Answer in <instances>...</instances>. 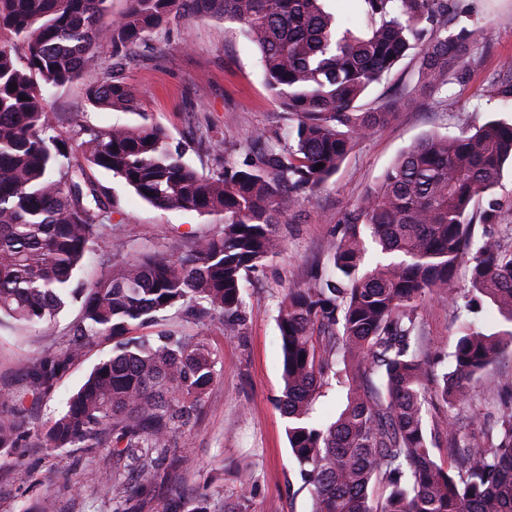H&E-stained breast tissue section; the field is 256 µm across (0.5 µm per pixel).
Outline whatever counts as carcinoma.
<instances>
[{
	"label": "carcinoma",
	"mask_w": 512,
	"mask_h": 512,
	"mask_svg": "<svg viewBox=\"0 0 512 512\" xmlns=\"http://www.w3.org/2000/svg\"><path fill=\"white\" fill-rule=\"evenodd\" d=\"M109 2L0 0V31L25 47L20 59L14 43L0 41V314L46 327L68 300L82 299L68 344L23 371L38 394L51 393L90 344L170 309L213 326L242 321L241 281L280 253L275 224L286 206L326 183L355 141L392 114L393 100L360 110L368 88L415 48L420 80L444 86L462 77L477 34L460 22L448 28V0H357L364 21L355 26L338 22L323 0H130L102 25ZM172 14L241 24L260 51L265 85L297 124L283 145L254 134L256 154L209 177L171 150L158 124L80 126L86 160L143 200L224 215L222 232L187 252L135 261L88 283L80 274L91 247L124 244L107 237L98 190L51 134L45 95L97 67L105 43L112 73L87 85L86 98L101 109L133 106L125 61ZM485 96L512 103V77L492 82ZM508 161L512 123L422 137L344 217L318 283L279 304L281 408L313 512H512V401L462 442L445 419L452 459L444 467L428 438L424 387L430 377L445 405L464 402L463 381L512 351V246L485 231L501 220L495 193ZM464 260L465 308L487 302L501 329L462 320L450 370L438 372L429 363L441 359L424 354L417 308L428 294L457 301L455 271ZM216 364L204 338L174 330L129 338L94 365L41 433L40 447L110 448L128 462L135 484L149 487L176 453L174 433L201 409ZM342 373L345 408L329 424L314 422L322 387ZM24 436L23 417L1 403L0 451ZM208 503L196 492L164 501L159 512H210Z\"/></svg>",
	"instance_id": "cac0c4a2"
}]
</instances>
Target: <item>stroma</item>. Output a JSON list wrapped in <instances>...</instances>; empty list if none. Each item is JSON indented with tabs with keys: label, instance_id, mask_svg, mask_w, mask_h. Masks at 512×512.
<instances>
[{
	"label": "stroma",
	"instance_id": "stroma-1",
	"mask_svg": "<svg viewBox=\"0 0 512 512\" xmlns=\"http://www.w3.org/2000/svg\"><path fill=\"white\" fill-rule=\"evenodd\" d=\"M449 2L451 14L467 17L478 29L462 79L441 89L425 86L418 77L420 53L414 50L390 79L368 89L362 108L396 100L390 120L359 138L336 174L284 213L276 227L281 253L243 280L242 325L217 328L172 310L158 323L134 328L137 336L174 329L206 337L218 359L202 408L176 435L180 462L169 482L143 490L130 502L116 503L101 487L102 476L116 469L105 451L53 452L38 445L40 432L69 395L112 351L109 342L95 343L52 393L36 395L28 389L20 366L67 344L81 314L80 303L67 302L46 329L0 318V397L21 411L27 430L18 447L0 452V512H19L47 497L55 498L62 512H158L163 499L196 490L211 494L212 508L220 512L247 475L253 481L248 512H310L311 489L298 475L286 436L288 421L279 404L283 380L278 303L292 290L313 286L316 276L328 269L344 215L414 142L431 133L456 135L489 120H512L511 109L484 95L491 82L512 73V0ZM259 58L257 46L239 24L176 16L151 32L125 66L124 78L135 97L131 109H99L86 98V85L112 70V52L106 46L99 49L96 71L47 94L54 135L68 144L73 162L84 164L88 182L109 205L113 236L124 243L119 252L93 251L88 275L107 274L133 258L186 252L196 238L219 234L224 218L159 209L120 178L85 165L79 125L159 124L200 174L212 175L245 159L253 133L281 135L295 123L265 86ZM442 97L448 107L438 106ZM417 316L425 351L448 355L457 339L459 309L430 294L420 302ZM468 387L470 395L463 404L448 407L435 400L428 405L427 427L439 464L448 462L449 430L471 436L493 420L501 400L512 394V351L500 357L487 377L469 381ZM447 418L453 423L449 430L443 426ZM20 468L29 472L27 482L16 481Z\"/></svg>",
	"mask_w": 512,
	"mask_h": 512
}]
</instances>
